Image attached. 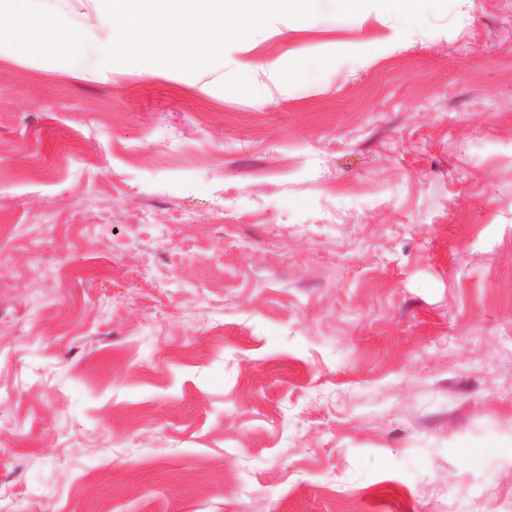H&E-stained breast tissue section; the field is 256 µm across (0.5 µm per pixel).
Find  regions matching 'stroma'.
Masks as SVG:
<instances>
[{
  "label": "stroma",
  "instance_id": "1",
  "mask_svg": "<svg viewBox=\"0 0 512 512\" xmlns=\"http://www.w3.org/2000/svg\"><path fill=\"white\" fill-rule=\"evenodd\" d=\"M509 327L512 0L0 62V512H512Z\"/></svg>",
  "mask_w": 512,
  "mask_h": 512
}]
</instances>
